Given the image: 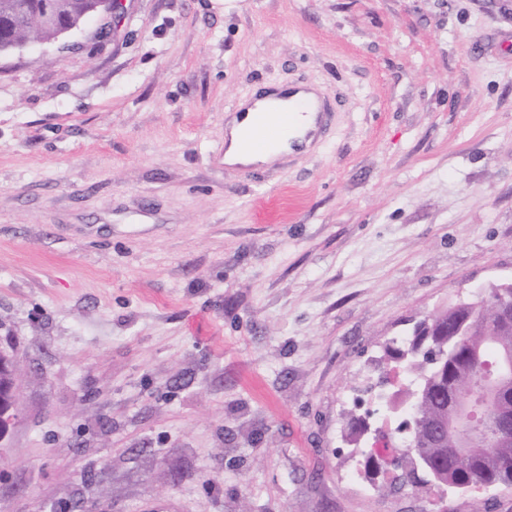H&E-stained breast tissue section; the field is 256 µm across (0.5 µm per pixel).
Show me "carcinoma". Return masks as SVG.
<instances>
[{"label":"carcinoma","instance_id":"carcinoma-1","mask_svg":"<svg viewBox=\"0 0 512 512\" xmlns=\"http://www.w3.org/2000/svg\"><path fill=\"white\" fill-rule=\"evenodd\" d=\"M41 0H0V53L14 43L49 40L54 30L33 19ZM101 7L100 0H52L48 12L68 26H77L90 12ZM469 304L457 303L433 316L424 331L436 352L459 348L457 357L448 361V380L432 382L435 370L431 352L418 349V339L394 341L387 357L400 361L407 384L390 401L399 409H408L414 435L420 439V451L432 467H421L415 455H408L397 466L402 486L417 495H430L433 489L453 487L462 490L512 487V436L494 444L476 443L465 458L456 457L453 435L437 438L433 425L448 415V393L456 392L469 407L470 424L475 427L493 407L512 418V383L493 404L483 394L485 379L497 374L504 353H512V326L501 330L500 319L490 305L468 311Z\"/></svg>","mask_w":512,"mask_h":512}]
</instances>
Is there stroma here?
<instances>
[{"instance_id":"obj_1","label":"stroma","mask_w":512,"mask_h":512,"mask_svg":"<svg viewBox=\"0 0 512 512\" xmlns=\"http://www.w3.org/2000/svg\"><path fill=\"white\" fill-rule=\"evenodd\" d=\"M122 4L0 54V512H437L344 416L382 424L385 346L512 280V0ZM269 83L324 92L321 139L225 168ZM268 105L269 103L263 104L255 108L252 112H236L243 125L237 117H234L228 122L225 139L229 141L230 146L224 159L227 165L232 166L238 163L245 164L238 165L237 168L240 171H246L248 169L246 165L255 167L269 166L279 161L281 158L288 156V154L294 153V151L288 149V146L281 147L276 151L254 153H248L242 148V128L245 131H256L267 127ZM16 357L13 351L0 347V445L15 423L18 412L16 397L18 386L15 377Z\"/></svg>"}]
</instances>
